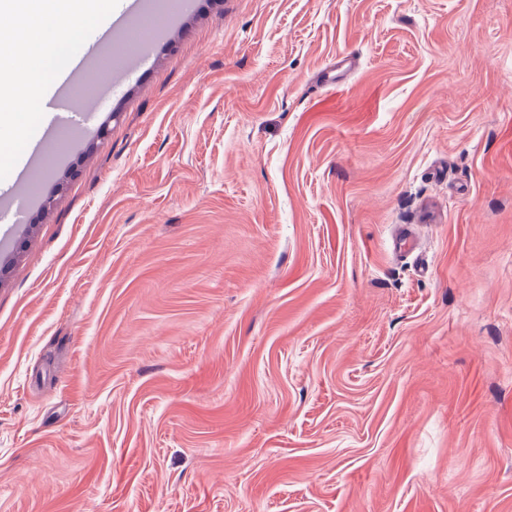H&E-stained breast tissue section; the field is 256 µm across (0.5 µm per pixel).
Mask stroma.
Here are the masks:
<instances>
[{
    "label": "stroma",
    "mask_w": 512,
    "mask_h": 512,
    "mask_svg": "<svg viewBox=\"0 0 512 512\" xmlns=\"http://www.w3.org/2000/svg\"><path fill=\"white\" fill-rule=\"evenodd\" d=\"M73 94L0 512H512V0H193Z\"/></svg>",
    "instance_id": "stroma-1"
}]
</instances>
